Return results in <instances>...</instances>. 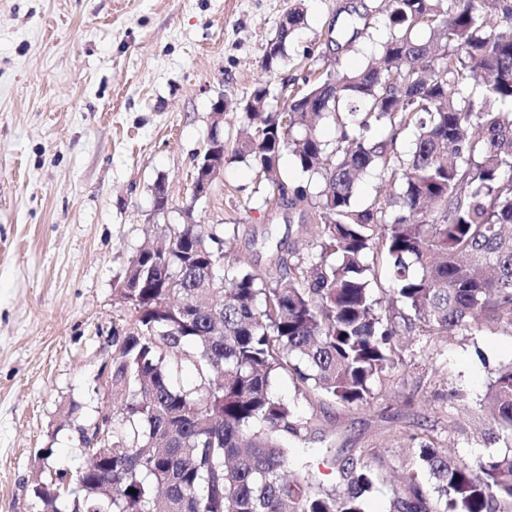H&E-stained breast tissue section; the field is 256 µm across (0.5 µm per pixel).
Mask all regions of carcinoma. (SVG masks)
Here are the masks:
<instances>
[{
	"instance_id": "obj_1",
	"label": "carcinoma",
	"mask_w": 512,
	"mask_h": 512,
	"mask_svg": "<svg viewBox=\"0 0 512 512\" xmlns=\"http://www.w3.org/2000/svg\"><path fill=\"white\" fill-rule=\"evenodd\" d=\"M378 14L384 37L360 67L327 65L279 111L262 84L240 105L253 130L233 157L300 211L310 251L279 257L269 276L232 264L213 282L190 260L200 245L224 249L213 226L173 224L155 255L136 252L116 292L137 318L112 336V410L89 425L107 429L112 460L85 448L76 472L53 471L34 490L43 512H364L380 476L361 453L326 451L341 490L311 471L288 475V440L306 441L308 420L272 381L286 373L317 399L364 406L401 361L400 332L512 327V0H384ZM303 23L299 3L266 45L272 63ZM323 119L336 125L332 143L317 132ZM286 154L315 192L289 189ZM372 170L381 199L356 207ZM377 254L400 310L374 297ZM476 410L487 435L512 441V363ZM402 483L392 512H503L512 454L465 466L430 439Z\"/></svg>"
}]
</instances>
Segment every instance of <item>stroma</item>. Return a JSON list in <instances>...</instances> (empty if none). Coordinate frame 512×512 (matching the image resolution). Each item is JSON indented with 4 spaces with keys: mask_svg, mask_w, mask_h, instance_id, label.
Wrapping results in <instances>:
<instances>
[{
    "mask_svg": "<svg viewBox=\"0 0 512 512\" xmlns=\"http://www.w3.org/2000/svg\"><path fill=\"white\" fill-rule=\"evenodd\" d=\"M294 0H0V512H40L48 467L83 462L77 426L112 406L101 373L113 331L135 315L115 288L132 255L166 225L225 227L229 260L275 269L306 250L247 163L225 157L207 199L193 201L194 161L224 101L221 128H244L239 103L258 83L282 108L307 72L358 65L371 51L344 34L347 15L374 22L381 0H304L287 56L263 66L266 43ZM164 182L168 206L153 188ZM404 363L370 405L274 393L311 418L289 467L341 486L326 450L363 452L382 481L366 512H390L399 476L434 439L472 466L505 454L476 433L473 406L512 363V328L402 337Z\"/></svg>",
    "mask_w": 512,
    "mask_h": 512,
    "instance_id": "stroma-1",
    "label": "stroma"
}]
</instances>
